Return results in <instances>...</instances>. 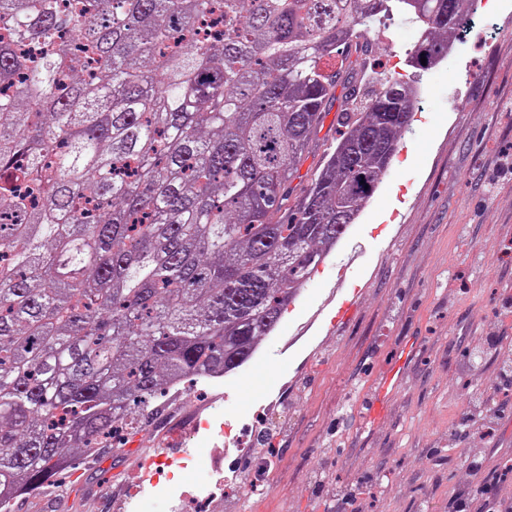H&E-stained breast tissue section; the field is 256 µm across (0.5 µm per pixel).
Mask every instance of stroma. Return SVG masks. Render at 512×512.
<instances>
[{"label": "stroma", "mask_w": 512, "mask_h": 512, "mask_svg": "<svg viewBox=\"0 0 512 512\" xmlns=\"http://www.w3.org/2000/svg\"><path fill=\"white\" fill-rule=\"evenodd\" d=\"M396 16L379 32L377 56L394 57L403 78L428 88L423 112L358 224L284 313L236 377L225 380L224 417L258 435L260 413L277 408L273 464L242 512H352L351 481L370 475L364 512H417L421 486L433 512H451L463 457L447 453L448 433L470 409L478 386L496 380L501 354L488 350L476 372L462 350L501 334L512 348V0L474 7L453 68L419 74L404 61L412 44ZM359 258H351L355 243ZM335 303H327L328 295ZM353 316L328 333L339 303ZM302 339L295 326L312 312ZM415 340L405 381L377 425L363 415L392 348ZM349 415L342 447L329 446L340 412ZM141 451L109 449L68 470L72 506L39 496L41 512H115L96 489L121 482ZM332 473L318 491L313 476Z\"/></svg>", "instance_id": "1"}]
</instances>
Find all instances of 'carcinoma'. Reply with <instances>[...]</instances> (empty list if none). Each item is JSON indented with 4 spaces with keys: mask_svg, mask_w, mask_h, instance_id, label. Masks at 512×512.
I'll list each match as a JSON object with an SVG mask.
<instances>
[{
    "mask_svg": "<svg viewBox=\"0 0 512 512\" xmlns=\"http://www.w3.org/2000/svg\"><path fill=\"white\" fill-rule=\"evenodd\" d=\"M471 2L0 0V512L67 496L172 388L251 357L417 105L393 77L361 96L352 48L397 13L429 70ZM339 85V138L302 175Z\"/></svg>",
    "mask_w": 512,
    "mask_h": 512,
    "instance_id": "obj_1",
    "label": "carcinoma"
}]
</instances>
